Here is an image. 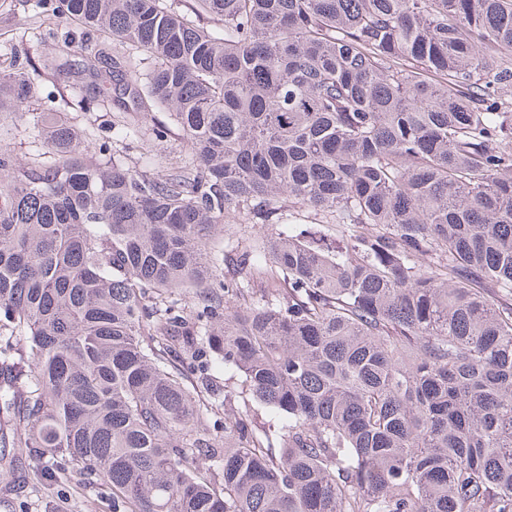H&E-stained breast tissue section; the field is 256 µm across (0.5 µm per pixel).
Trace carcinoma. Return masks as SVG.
Masks as SVG:
<instances>
[{"mask_svg":"<svg viewBox=\"0 0 512 512\" xmlns=\"http://www.w3.org/2000/svg\"><path fill=\"white\" fill-rule=\"evenodd\" d=\"M180 2L43 8L152 66L0 70V113L41 70L123 114L0 151V448L112 512H512V0ZM155 109L188 145L161 176L111 150ZM286 202L336 237L220 277L224 215Z\"/></svg>","mask_w":512,"mask_h":512,"instance_id":"obj_1","label":"carcinoma"}]
</instances>
